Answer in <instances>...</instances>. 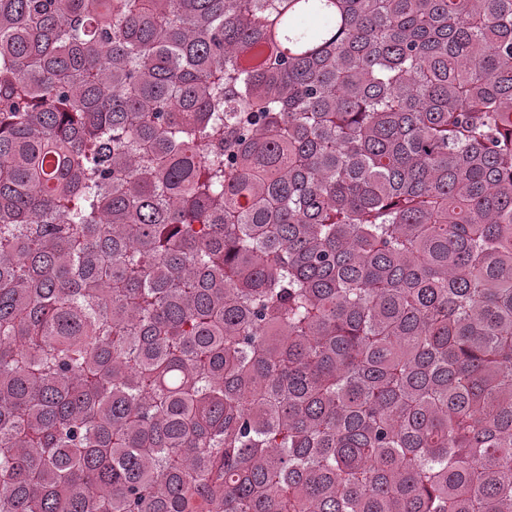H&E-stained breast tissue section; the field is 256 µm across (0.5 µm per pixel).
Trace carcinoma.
<instances>
[{
  "label": "carcinoma",
  "mask_w": 512,
  "mask_h": 512,
  "mask_svg": "<svg viewBox=\"0 0 512 512\" xmlns=\"http://www.w3.org/2000/svg\"><path fill=\"white\" fill-rule=\"evenodd\" d=\"M0 512H512V0H0Z\"/></svg>",
  "instance_id": "cac0c4a2"
}]
</instances>
